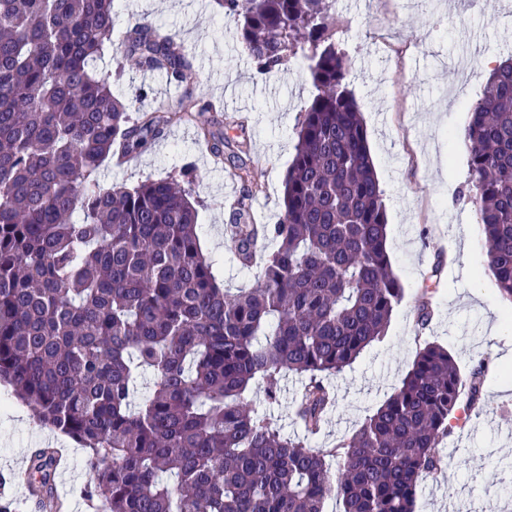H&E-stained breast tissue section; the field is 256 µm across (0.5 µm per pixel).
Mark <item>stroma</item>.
Returning a JSON list of instances; mask_svg holds the SVG:
<instances>
[{"label":"stroma","mask_w":512,"mask_h":512,"mask_svg":"<svg viewBox=\"0 0 512 512\" xmlns=\"http://www.w3.org/2000/svg\"><path fill=\"white\" fill-rule=\"evenodd\" d=\"M120 24L145 17L172 30L196 57L199 79L175 89L165 77L140 73L105 56L115 94L128 98L141 85L152 88L143 107L179 97L192 119L166 129L150 150L125 166L104 163L98 181L134 185L179 175L193 165L192 188L200 202V239L218 264L225 287L244 288L253 272L238 269L224 226L232 203L244 197L231 165L214 167L197 141L206 107L223 100L224 124L245 150L261 192L247 198L264 223L279 214L284 177L293 156L294 127L315 89L298 60L260 74L236 38L232 20L212 0H118ZM512 0H336V45L352 74L349 87L361 105L368 143L385 193L388 247L405 297L384 338L367 348L344 375L329 379L335 405L317 448L337 445L385 400L410 368L420 345L435 342L453 355L461 371L490 357L492 371L482 411L460 420L441 446L445 465L417 488L416 512H512V304L502 301L486 268L487 249L474 208L459 192L468 182L469 149L449 132L463 130L480 97L485 58L512 55ZM438 281H430L434 263ZM429 301L433 318L418 329L416 312ZM277 401L262 382L246 398L287 435H300L293 406L303 381L284 373ZM0 476L25 465L47 444L65 449L67 461L55 482L67 512H92L84 494L87 455L70 438L39 427L32 411L0 386Z\"/></svg>","instance_id":"1"}]
</instances>
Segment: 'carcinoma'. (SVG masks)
Masks as SVG:
<instances>
[{"label": "carcinoma", "instance_id": "cac0c4a2", "mask_svg": "<svg viewBox=\"0 0 512 512\" xmlns=\"http://www.w3.org/2000/svg\"><path fill=\"white\" fill-rule=\"evenodd\" d=\"M116 0H0V383L37 423L88 453L97 512H415L418 484L462 407L480 406L490 359L463 375L444 347L419 348L394 392L333 448L308 443L331 405L327 377L380 340L405 288L387 248L384 193L344 53L335 0H215L259 72L298 56L317 89L294 128L282 208L258 224L245 199L228 233L254 285L231 290L200 243L192 188L174 178L102 186L113 159L145 152L183 118L137 109L97 61ZM112 54L180 85L197 80L173 33L127 23ZM221 160L224 124L202 127ZM472 205L487 266L512 301V61L494 68L470 112ZM240 182L257 189L237 157ZM304 378L290 438L246 401L282 373ZM150 393L138 400L140 387ZM339 458L332 470L328 458ZM47 448L28 469L51 502Z\"/></svg>", "mask_w": 512, "mask_h": 512}]
</instances>
